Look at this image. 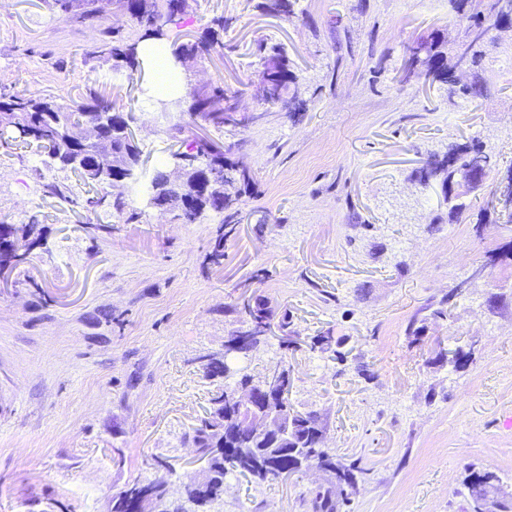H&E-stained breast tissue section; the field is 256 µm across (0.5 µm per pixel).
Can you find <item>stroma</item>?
<instances>
[{
    "instance_id": "stroma-1",
    "label": "stroma",
    "mask_w": 512,
    "mask_h": 512,
    "mask_svg": "<svg viewBox=\"0 0 512 512\" xmlns=\"http://www.w3.org/2000/svg\"><path fill=\"white\" fill-rule=\"evenodd\" d=\"M265 2L189 0L168 24L173 50L224 20L180 91L225 85L248 120L199 127L190 108L151 111L150 64L116 75L89 60L96 22L60 17L51 0H0V91L106 87L142 150L120 213L84 210L86 186L39 150L0 147V222L40 229L0 282V512H108L125 485L159 476L160 459L180 493L217 388L203 365L223 357L255 297L287 316L300 346L274 337L229 367H289L294 407L317 412L328 448L364 470L349 512H470L471 469L493 471L512 507V232L449 221L440 180L419 178L429 157L471 140L512 166V30L489 32L488 93L471 102L405 67L422 36L449 57L465 40L449 0H290L278 13ZM261 44L290 62L295 115L258 94ZM197 138L231 147L252 177L217 263L223 214L186 224L139 190ZM61 182L64 197L49 189ZM462 281L449 318L430 320ZM416 317L427 331L415 343ZM319 334L344 360L309 349ZM459 346L473 351L465 367L438 359ZM320 480L231 476L223 512H310Z\"/></svg>"
}]
</instances>
